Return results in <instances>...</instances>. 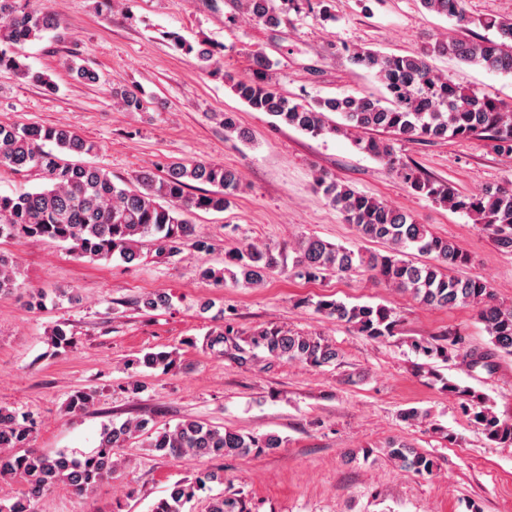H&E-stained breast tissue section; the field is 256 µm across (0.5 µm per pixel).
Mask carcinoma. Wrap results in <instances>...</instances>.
<instances>
[{"label":"carcinoma","mask_w":512,"mask_h":512,"mask_svg":"<svg viewBox=\"0 0 512 512\" xmlns=\"http://www.w3.org/2000/svg\"><path fill=\"white\" fill-rule=\"evenodd\" d=\"M240 3L247 14L269 29L280 26L288 6L299 8L297 0ZM420 4L428 12L455 20L460 27L473 22L467 0H420ZM479 24L494 36L477 41L437 39L431 46L407 55H388L370 48L354 50L352 62L379 80L384 89L381 97L348 94L311 103L290 97L272 82L269 71L274 63L260 49L252 53L250 72L237 80L230 79L231 89L253 111L264 112L279 124L313 137L333 134L350 138L359 151L384 162L413 194L467 214L498 250L512 253L511 187H489L479 195H465L449 183L430 178L402 162L389 141L360 135L366 130H382L400 140L426 142L481 136L492 143L498 154L511 157L512 105L490 94L460 87L434 72L428 63L432 54H449L467 64L512 74V18L489 16ZM57 27L54 17L27 10L23 0H0V71L11 72L48 94L56 93V83L48 74L25 63L20 49ZM170 37L180 48L196 53L202 63L212 61L223 51L221 44L204 41L195 47L175 33ZM113 97L129 112L144 108L133 89H116ZM94 150V143L73 131L0 124V171H35L44 179L41 186L30 191L0 193V238L55 242L78 259L110 260L117 255L128 264L140 260L146 245L168 258L179 255L187 244L200 252L213 249L187 214L227 209L241 186L234 172L221 164L176 161L136 175L137 187L131 188L124 182H114L100 167L74 160ZM314 185L347 223L355 225L361 238L388 245V253L367 254L309 237L299 243L289 265L280 262L269 246L234 247L224 251L223 267L202 268L200 277L218 288L229 283L249 287L277 268L307 281L364 269L372 278L409 293L426 306L476 308L490 338L488 349L465 350L461 338L451 332L432 341L414 340L411 347L425 358L417 368L439 381L442 390L461 399L464 412L471 415L490 441L512 446V421L499 418L482 394L457 385L435 369L436 362L446 363L453 358L462 359L471 368H487L496 354L512 355V305L498 302L482 279L453 273L468 266L470 256L448 240L429 233L411 213L356 192L321 173L315 176ZM408 248L428 261L405 259ZM18 275L12 261L0 254V296L23 288ZM64 296L66 292L62 290L50 294L32 289L26 292V305L38 310L46 307L47 301ZM133 305L142 311H157L171 307L172 297L150 293L135 298ZM315 310L375 340L394 335L397 325L393 309L386 305H349L336 299H321L315 303ZM215 318L220 323L206 333L201 346L205 353L226 356L241 365L254 360L257 350L274 360L316 368L336 366L340 360L339 349L324 337L266 327L256 330L241 344L232 322L224 320V309H219ZM50 339L54 347L65 351L75 346L74 336L64 324L51 328ZM174 365L172 354L160 351L147 352L128 367H161L167 371ZM97 397L98 391L92 387L78 390L69 397L67 408L72 413L86 412ZM34 433L32 418L0 407V475L14 476L22 483L20 496L10 504H0V512H39L41 500L60 483L80 497L93 493L122 466L118 450L135 437H145L147 446L162 457L195 461L260 454L283 445L276 433L245 434L196 419L159 429L152 419L136 417L103 425L98 447L89 454L78 457L59 452L51 456L30 448ZM385 448L390 460L401 469L423 473L434 466L429 454L401 439L388 441ZM210 483L222 484L224 476L218 471H201L191 481H176L167 495L154 504L152 512H186L197 492L207 489ZM206 512H247V508L242 498L221 492L207 497Z\"/></svg>","instance_id":"cac0c4a2"}]
</instances>
